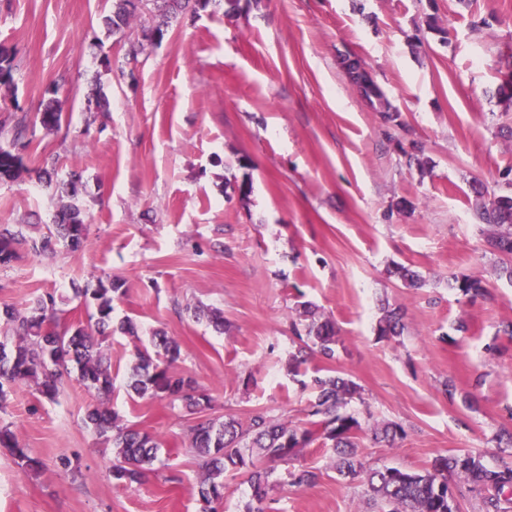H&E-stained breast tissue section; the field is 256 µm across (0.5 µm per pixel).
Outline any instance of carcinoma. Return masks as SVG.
I'll use <instances>...</instances> for the list:
<instances>
[{"mask_svg":"<svg viewBox=\"0 0 512 512\" xmlns=\"http://www.w3.org/2000/svg\"><path fill=\"white\" fill-rule=\"evenodd\" d=\"M218 0H113L112 15L104 18L108 33L125 37L132 20L147 15L149 26L143 39L128 40L127 55L132 59L144 52L145 42L154 36L164 37L167 28L183 12L205 10ZM13 58L8 49L0 48V95L15 88ZM372 108L389 121L395 120L393 108L385 92L374 86ZM62 112L57 101H49L40 112V124L46 129L57 127ZM25 168L22 158L9 146L0 144V181L19 178ZM63 203L53 217L54 230L30 239L33 251L52 255L59 245L73 249L86 239L87 223L78 204L79 190L74 180L56 184ZM474 209L484 226L486 251L501 256L499 276L512 283V191L489 193L482 185L473 187ZM26 240L21 224H0V265L17 258L14 245ZM122 283L110 276L97 278L95 287L81 288L77 293L91 300L95 308L96 333L92 336L81 326L62 328L57 317V299L45 293L26 308L6 306L0 321L8 326L13 341L0 340V408L13 386L28 384L39 396L56 400L63 373L76 365L79 380L89 390L103 397L112 393V371L102 346L103 340L115 332L135 337L136 324L129 317L113 321L114 295ZM454 288L473 303L489 295L486 281L478 276L454 278ZM297 321L292 325V346L288 351V374L301 375L300 367L311 354L326 360L336 357L340 337L334 321L326 318L309 301L296 306ZM194 316L206 320L215 330L226 329L224 314L218 308L196 306ZM404 325L400 309H383L377 326L382 338L402 334ZM180 358L176 339L161 330L149 336L148 344L136 348L135 361L127 376L129 396L139 399L167 398L180 402L196 416L191 428V444L204 459L198 485L199 512H223L224 477L243 473L247 476L256 506L249 512H266L270 493L288 484L310 486L321 471L298 464L303 450L313 442L333 450L331 462L336 472L367 485V495L376 512H459L460 499L469 493L480 502L481 512H506L504 503L512 501V458L487 461L479 453L463 451L439 454L429 467L411 472L400 467H372L360 449L358 419L346 412L354 401H363L361 387L352 379L336 374H320L311 378L314 400L308 415L312 420L302 426L275 422L261 414L243 423L230 416L224 420L202 415L210 407L211 397L197 388L192 377L172 369ZM90 425L105 444L112 447V479L119 484L141 481L157 458V438L147 432L124 426L115 410L95 407L86 414ZM373 439L394 448L404 439L402 425L382 420L371 427ZM0 446L11 449L25 470H36L39 460L18 447L8 427H0ZM286 466L285 475L276 465Z\"/></svg>","mask_w":512,"mask_h":512,"instance_id":"carcinoma-1","label":"carcinoma"}]
</instances>
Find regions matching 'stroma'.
I'll use <instances>...</instances> for the list:
<instances>
[{
  "instance_id": "35a3bbf8",
  "label": "stroma",
  "mask_w": 512,
  "mask_h": 512,
  "mask_svg": "<svg viewBox=\"0 0 512 512\" xmlns=\"http://www.w3.org/2000/svg\"><path fill=\"white\" fill-rule=\"evenodd\" d=\"M111 12L112 0H0V46L16 67L0 127L27 121L26 170L0 183V224L26 236L0 266V308L51 292L60 325L91 332L94 309L75 288L120 278L114 315L131 317L138 335L104 344L110 405L160 448L141 482L116 483L111 448L85 423L94 391L73 374L54 402L15 386L0 426L43 467L24 472L0 447V512H198L194 418L169 400L128 396L136 341L161 329L180 343L174 369L211 394L210 416L301 425L313 392L283 367L300 301L332 317L341 339L335 361L315 355L302 370L330 368L361 386L349 410L371 466L420 471L458 450L500 456L495 436L512 429V338L497 329L512 321V285L496 277L470 186L499 192L512 174V141L498 134L512 126V103L495 94L512 65V0H240L230 16L220 5L186 13L135 61L104 27ZM430 15L440 31L427 28ZM348 55L396 120L353 86ZM98 85L102 112L88 104ZM51 98L62 105L54 131L39 123ZM416 143L422 168L407 163ZM48 164L59 178L77 175L88 223L82 247L51 259L27 243L48 233L58 204L54 186L35 179ZM246 177L244 197L234 186ZM398 265L425 286L406 287ZM462 275L488 280L492 299L468 304L448 286ZM387 303L405 311L392 340L376 331ZM200 304L223 309L230 332L195 319ZM449 378L452 399L441 391ZM376 420L404 425L398 447L373 443ZM303 462L320 480L280 490L271 512H369L360 481L341 478L321 442Z\"/></svg>"
}]
</instances>
